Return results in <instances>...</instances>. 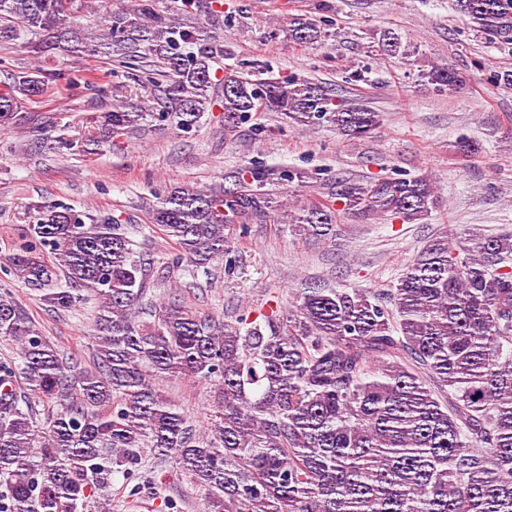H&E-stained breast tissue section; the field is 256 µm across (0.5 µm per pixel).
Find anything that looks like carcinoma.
<instances>
[{
	"instance_id": "obj_1",
	"label": "carcinoma",
	"mask_w": 512,
	"mask_h": 512,
	"mask_svg": "<svg viewBox=\"0 0 512 512\" xmlns=\"http://www.w3.org/2000/svg\"><path fill=\"white\" fill-rule=\"evenodd\" d=\"M87 8L86 0H0V44L78 54L88 34L72 19ZM456 9L475 34L512 45V0H456ZM203 12L207 27L196 22ZM228 25L203 0L113 9L99 39L126 74L114 92L148 88L153 106L101 113L90 142L165 126L189 134L216 107L226 130L258 112L349 139L381 126L380 113L336 99L321 82L224 66ZM326 26L297 13L286 36L312 45L329 37ZM377 46L408 57L393 29L380 32ZM64 78L11 70L0 126ZM420 78L450 96L465 83L435 63ZM46 122L28 117L34 146L71 150L64 137L41 140ZM302 177L255 162L227 176L229 187L171 188L147 220L174 243L176 263L206 272L231 263L230 226L246 233L275 220L280 204L266 185ZM437 205L428 177L395 173L347 180L290 221L293 231L328 240L340 211L412 224ZM31 210L26 241L3 268L53 311L95 298L98 336L93 368L84 369L0 293V337L19 350L0 360V512H87L111 476L134 474L144 447L202 487L209 512H512V236L469 245L445 231L383 297L309 287L286 313L229 322L176 298L147 300L154 262L113 215L60 200ZM173 376L213 388L210 436L160 390L157 381Z\"/></svg>"
}]
</instances>
